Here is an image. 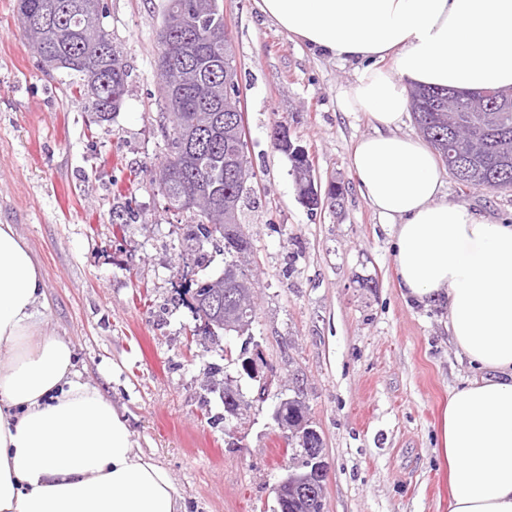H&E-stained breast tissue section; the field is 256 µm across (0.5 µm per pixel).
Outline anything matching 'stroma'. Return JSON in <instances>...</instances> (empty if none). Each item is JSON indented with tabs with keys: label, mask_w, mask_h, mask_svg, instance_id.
<instances>
[{
	"label": "stroma",
	"mask_w": 512,
	"mask_h": 512,
	"mask_svg": "<svg viewBox=\"0 0 512 512\" xmlns=\"http://www.w3.org/2000/svg\"><path fill=\"white\" fill-rule=\"evenodd\" d=\"M102 4L131 78L119 112L97 124L71 77L42 68L16 0H0V224L41 265L45 331L74 344L82 380L123 411L186 512H274L291 460L274 400L257 399L263 380L304 392L324 443L323 512H448L440 423L471 368L449 343L442 308L403 298L393 232L350 168L372 131L365 113L339 104L354 63L315 56L261 23L255 0H224L255 174L240 222L256 318L249 335L224 334L205 352L180 293L221 275L224 256L207 243L204 263L184 265L190 218L165 209L148 174L167 148L156 65L167 0ZM282 126L320 187L341 186L339 207L301 202L274 146ZM443 198L512 223V191L449 177ZM244 350L256 355V376L236 361ZM228 378L251 404L235 418L221 398Z\"/></svg>",
	"instance_id": "35a3bbf8"
}]
</instances>
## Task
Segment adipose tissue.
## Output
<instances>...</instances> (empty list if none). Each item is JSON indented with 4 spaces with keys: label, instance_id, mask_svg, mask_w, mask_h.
I'll return each mask as SVG.
<instances>
[{
    "label": "adipose tissue",
    "instance_id": "obj_1",
    "mask_svg": "<svg viewBox=\"0 0 512 512\" xmlns=\"http://www.w3.org/2000/svg\"><path fill=\"white\" fill-rule=\"evenodd\" d=\"M255 2L313 54L357 63L342 108L374 126L350 159L360 192L394 231L405 296L445 302L474 369L440 426L448 512H512V224L442 201L435 153L397 132L412 86L512 87V0ZM44 304L38 261L0 224V512H185L123 413L80 380L71 342L42 329Z\"/></svg>",
    "mask_w": 512,
    "mask_h": 512
}]
</instances>
